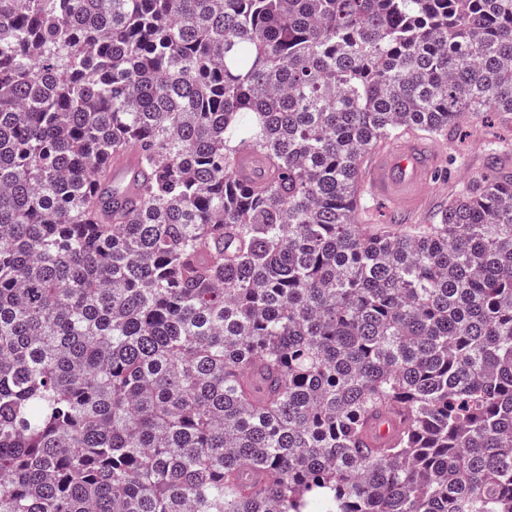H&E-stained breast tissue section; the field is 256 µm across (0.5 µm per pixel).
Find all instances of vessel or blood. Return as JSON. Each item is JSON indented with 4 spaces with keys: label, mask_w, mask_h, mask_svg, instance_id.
<instances>
[{
    "label": "vessel or blood",
    "mask_w": 512,
    "mask_h": 512,
    "mask_svg": "<svg viewBox=\"0 0 512 512\" xmlns=\"http://www.w3.org/2000/svg\"><path fill=\"white\" fill-rule=\"evenodd\" d=\"M436 163L437 155L432 143L407 132L372 152L364 184L373 197L413 213L421 209L427 200L428 176ZM136 165V156L130 151L124 152L112 164L113 181L124 191L133 189L130 175ZM398 429L397 419L389 418L365 428L364 435L369 444L376 445L392 438Z\"/></svg>",
    "instance_id": "1"
}]
</instances>
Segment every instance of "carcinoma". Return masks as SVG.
<instances>
[{
	"label": "carcinoma",
	"mask_w": 512,
	"mask_h": 512,
	"mask_svg": "<svg viewBox=\"0 0 512 512\" xmlns=\"http://www.w3.org/2000/svg\"><path fill=\"white\" fill-rule=\"evenodd\" d=\"M490 111L512 0H0V512H512L501 149L362 222L374 147ZM137 165L136 156L133 152L126 151L112 164V183L123 186L124 191L132 192V178H129ZM403 417H394L393 419L388 418L380 424L381 422H377V424L372 425L371 427L367 426L364 428V435L369 444L377 445L380 442L392 438L397 431L399 430L398 422H402Z\"/></svg>",
	"instance_id": "obj_1"
}]
</instances>
